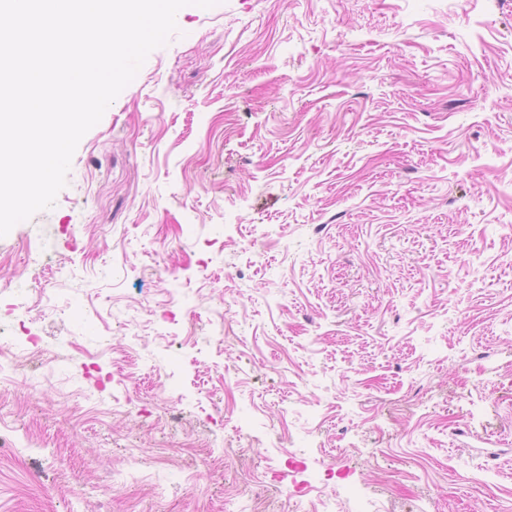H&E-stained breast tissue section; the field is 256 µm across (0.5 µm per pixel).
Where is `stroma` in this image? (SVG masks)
I'll return each mask as SVG.
<instances>
[{"label": "stroma", "instance_id": "1", "mask_svg": "<svg viewBox=\"0 0 512 512\" xmlns=\"http://www.w3.org/2000/svg\"><path fill=\"white\" fill-rule=\"evenodd\" d=\"M176 23L0 237V512H512V0Z\"/></svg>", "mask_w": 512, "mask_h": 512}]
</instances>
